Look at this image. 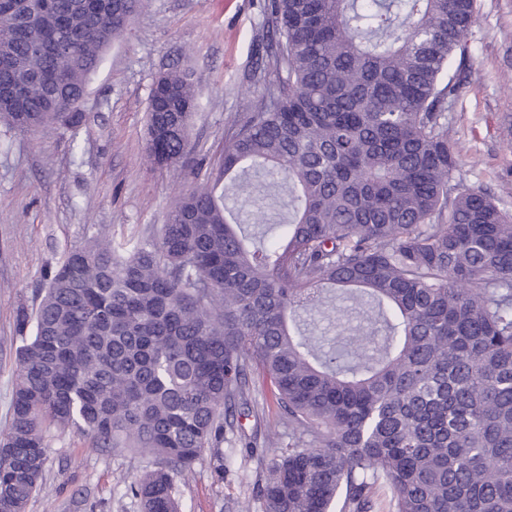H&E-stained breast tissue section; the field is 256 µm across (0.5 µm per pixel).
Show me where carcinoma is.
Instances as JSON below:
<instances>
[{"label": "carcinoma", "mask_w": 512, "mask_h": 512, "mask_svg": "<svg viewBox=\"0 0 512 512\" xmlns=\"http://www.w3.org/2000/svg\"><path fill=\"white\" fill-rule=\"evenodd\" d=\"M143 0H0V123L83 121L105 51ZM277 38L264 91L218 175L177 195L134 241L92 235L46 274L23 323L0 512H26L53 434L151 458L141 512H182L176 480L224 443L228 412L258 416L269 386L288 445L255 456L264 512H512V213L452 192L448 99L466 79L475 0H266ZM459 58L456 73L448 65ZM199 94L153 84L150 161L179 166ZM285 175L292 217L224 202L221 183ZM377 307L382 343L355 361L302 315L328 287Z\"/></svg>", "instance_id": "cac0c4a2"}]
</instances>
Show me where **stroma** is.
<instances>
[{
    "instance_id": "obj_1",
    "label": "stroma",
    "mask_w": 512,
    "mask_h": 512,
    "mask_svg": "<svg viewBox=\"0 0 512 512\" xmlns=\"http://www.w3.org/2000/svg\"><path fill=\"white\" fill-rule=\"evenodd\" d=\"M272 37L264 0H146L115 40L79 108L77 130L31 134L0 127V432L17 380V321L33 315L47 269L92 233L123 243L166 223L173 197L195 181L146 157L147 107L158 72L189 71L199 91L191 120V168L216 172L231 125L263 90L257 77ZM468 77L448 102V139L460 153L453 187H480L512 211V0H476ZM337 318L309 316L325 347L348 351L369 321L337 291ZM220 455L204 453L177 480L182 512H263L259 473L226 432ZM146 457L53 438L43 484L26 512H140L125 493Z\"/></svg>"
}]
</instances>
